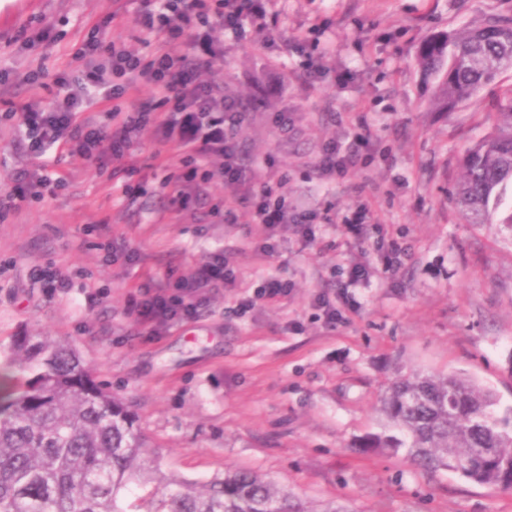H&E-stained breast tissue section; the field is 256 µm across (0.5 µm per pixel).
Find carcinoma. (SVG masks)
Masks as SVG:
<instances>
[{
    "mask_svg": "<svg viewBox=\"0 0 512 512\" xmlns=\"http://www.w3.org/2000/svg\"><path fill=\"white\" fill-rule=\"evenodd\" d=\"M420 70L432 105L451 112L512 70V16H491L424 40ZM492 128L464 154L453 200L467 224H488L512 188V86ZM0 357L27 374L0 377V512H346L318 510L263 476L226 470L204 482L154 464L129 407L98 384L71 342L48 333L14 339ZM495 394L455 371L413 372L385 386V433L370 440L425 471H452L512 490V419Z\"/></svg>",
    "mask_w": 512,
    "mask_h": 512,
    "instance_id": "cac0c4a2",
    "label": "carcinoma"
}]
</instances>
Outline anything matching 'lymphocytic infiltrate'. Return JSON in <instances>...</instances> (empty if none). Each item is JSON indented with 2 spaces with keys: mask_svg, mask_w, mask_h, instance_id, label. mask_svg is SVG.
<instances>
[{
  "mask_svg": "<svg viewBox=\"0 0 512 512\" xmlns=\"http://www.w3.org/2000/svg\"><path fill=\"white\" fill-rule=\"evenodd\" d=\"M269 5L270 0H140L132 22L151 48L145 57L106 41L111 17L95 22L73 53L75 76L54 78L57 92L52 105L46 108L34 99L18 106L28 153L43 158L62 147L86 158H120L148 127L156 135V145L178 148L187 159L175 207L198 201L210 178L209 163L216 157L225 186L236 190L224 203V223H237L239 210H246L251 223L267 231L260 250L268 256L276 250L278 230L288 225H300L306 237H313L318 210H299L289 203L287 174L261 180L244 166L232 132L241 107L225 96L216 78L202 76L205 67L224 56L223 33L237 39L250 30L265 42H274ZM139 86L149 89V97L132 110L120 105V98ZM105 102L111 105L108 125L82 119V112ZM52 182L46 166L22 172L14 188L0 193V213L16 209ZM217 284L236 285L223 254L193 276L180 277L177 293L165 286L144 288L136 312L146 334L156 335L168 322L194 316L203 288Z\"/></svg>",
  "mask_w": 512,
  "mask_h": 512,
  "instance_id": "f902f5d3",
  "label": "lymphocytic infiltrate"
}]
</instances>
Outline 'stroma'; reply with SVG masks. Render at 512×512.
<instances>
[{"mask_svg": "<svg viewBox=\"0 0 512 512\" xmlns=\"http://www.w3.org/2000/svg\"><path fill=\"white\" fill-rule=\"evenodd\" d=\"M129 0H0V71L15 103L29 98L21 75L71 73L70 53L112 12L109 39L145 55ZM489 15L512 16V0H272L276 45L224 42L213 72L225 95L248 100L237 139L250 165L274 157L290 200L327 210L306 241L289 225L273 255L257 249L262 225L218 213L229 190L212 179L200 200L174 213L181 158L156 161L150 132L127 160L102 163L68 152L51 164L64 180L0 216V346L21 332L74 342L97 381L138 417L161 470L204 481L228 469L259 473L304 501L348 512H512V491L454 472L428 474L402 457L365 447L381 433L380 387L415 370L467 372L512 409V230L502 206L488 224H466L449 193L467 148L488 132L485 111L512 71L453 112L433 111L416 64L422 41ZM49 28L53 45L19 51V29ZM322 58L317 78H303ZM351 73L348 85L337 72ZM290 114L282 135L272 115ZM370 136L376 152L358 146ZM338 142L353 157L340 180L315 163ZM34 160L14 113L0 104V189ZM365 204L363 238L342 222ZM122 241L125 251L108 248ZM406 253L383 269V247ZM232 255L235 288H210L194 319L144 335L135 312L145 285L190 275L218 253ZM378 272L346 288L351 260ZM59 272L64 288L47 283ZM285 296L254 301L269 275ZM340 296L328 325L319 295ZM253 307L240 312L245 300Z\"/></svg>", "mask_w": 512, "mask_h": 512, "instance_id": "obj_1", "label": "stroma"}]
</instances>
